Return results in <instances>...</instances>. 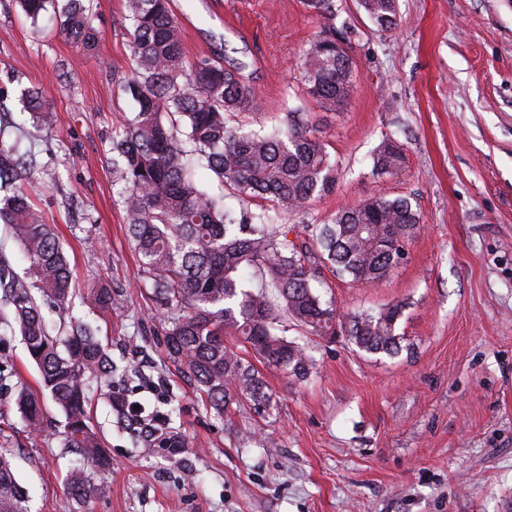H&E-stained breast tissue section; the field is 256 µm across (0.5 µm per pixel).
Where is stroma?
I'll return each instance as SVG.
<instances>
[{"instance_id": "1", "label": "stroma", "mask_w": 512, "mask_h": 512, "mask_svg": "<svg viewBox=\"0 0 512 512\" xmlns=\"http://www.w3.org/2000/svg\"><path fill=\"white\" fill-rule=\"evenodd\" d=\"M397 3V25L384 31L360 0H336L327 20L304 0H172L186 57L241 64L255 87L242 121L268 130L301 108L338 159L333 191L302 223L377 194L410 197L422 217L382 281L328 280L342 314L401 305V353L370 355L284 322L313 367L301 381L261 368L271 401L260 417L242 404L217 411L165 358L162 315L112 183V138L135 110L122 91L134 68L125 0H92L90 53L0 0V139L31 155L34 208L54 225L74 283L67 312L42 314L66 333L77 320L95 327L129 401L181 409L180 453L149 455L118 423L107 388L93 389L110 490L73 499L65 476L78 456L60 444L64 417L0 306V451L30 512H512V0ZM332 26L350 37L355 88L328 112L303 94L299 71ZM29 87L49 103L51 125L22 111ZM387 137L406 154L395 178L372 173ZM101 287L121 294L120 308L95 306ZM23 387L43 403L39 427L17 409Z\"/></svg>"}]
</instances>
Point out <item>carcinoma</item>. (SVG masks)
I'll use <instances>...</instances> for the list:
<instances>
[{
    "instance_id": "1",
    "label": "carcinoma",
    "mask_w": 512,
    "mask_h": 512,
    "mask_svg": "<svg viewBox=\"0 0 512 512\" xmlns=\"http://www.w3.org/2000/svg\"><path fill=\"white\" fill-rule=\"evenodd\" d=\"M31 23L46 15L61 33L86 51L98 32L86 0H17ZM322 18L335 14V0H306ZM379 28L396 25V0H361ZM125 20L135 67L123 91L136 112L112 140V177L121 186L127 230L140 257V273L150 281L164 323L167 359L186 370L219 411L245 400L257 413L270 394L254 362L302 380L313 361L307 350L278 334L282 317L311 336L343 335L368 354L402 351L396 333L402 308L394 305L350 317L337 314L322 298L325 268L339 280L372 283L383 279L405 256V242L420 227L418 208L406 196L371 197L342 210L324 224H274V216L306 213L316 197L330 192L339 163L326 143L311 134L300 109L269 132L244 131L226 116L241 112L256 96L235 67L210 58L188 60L171 0H125ZM301 74L306 92L322 108H341L354 90L347 47L336 46V31L320 33L305 50ZM26 109L37 121L52 110L36 88ZM235 193L259 199V212H236L224 198L208 195L195 178L188 156ZM405 153L383 139L372 173L397 177ZM28 161L18 146L0 141V222L11 227L28 259L27 275L13 274L0 258V302L11 310L14 327L36 365L42 388L66 419L61 445L86 462L67 475L71 496L89 502L106 492L104 474L112 462L89 425V389H113L112 359L95 329L78 324L66 336L52 335L38 300L64 310L71 297V270L52 225L29 204ZM293 238H288V235ZM41 298H36L32 290ZM101 309L120 304L119 295L97 288ZM235 336L243 350L224 343ZM16 404L31 426L42 422L39 397L23 387ZM118 417L138 434L145 449L178 451L177 435H154L138 426L130 409L113 403ZM28 494L18 482L12 458L0 453V512H27Z\"/></svg>"
}]
</instances>
